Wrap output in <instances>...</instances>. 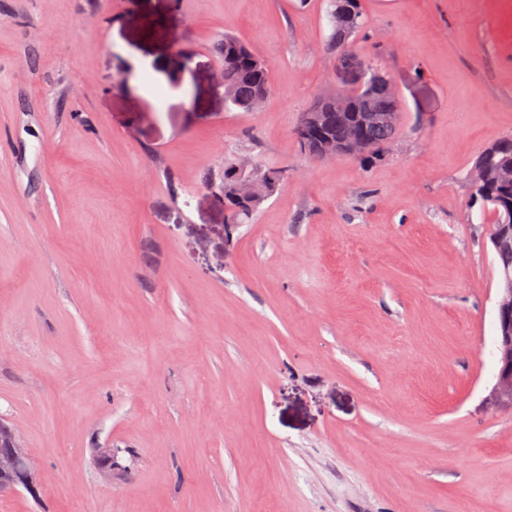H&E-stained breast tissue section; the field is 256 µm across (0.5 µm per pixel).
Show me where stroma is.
Returning a JSON list of instances; mask_svg holds the SVG:
<instances>
[{"mask_svg": "<svg viewBox=\"0 0 512 512\" xmlns=\"http://www.w3.org/2000/svg\"><path fill=\"white\" fill-rule=\"evenodd\" d=\"M361 6L401 123L315 162L328 0H0V418L38 486L0 512H512L467 181L512 136V0ZM228 33L272 66L257 111L215 84ZM233 151L282 173L244 224ZM247 162L260 171L262 182L265 184L264 191L254 197L252 202L245 207L239 206L233 199L231 182L226 180L227 172L238 165ZM280 171L262 165L251 164L248 160L238 158L234 154L224 156V183L220 190L224 192V210L227 214V223L242 224L250 220L260 209L262 204L269 198V194L279 186Z\"/></svg>", "mask_w": 512, "mask_h": 512, "instance_id": "stroma-1", "label": "stroma"}]
</instances>
